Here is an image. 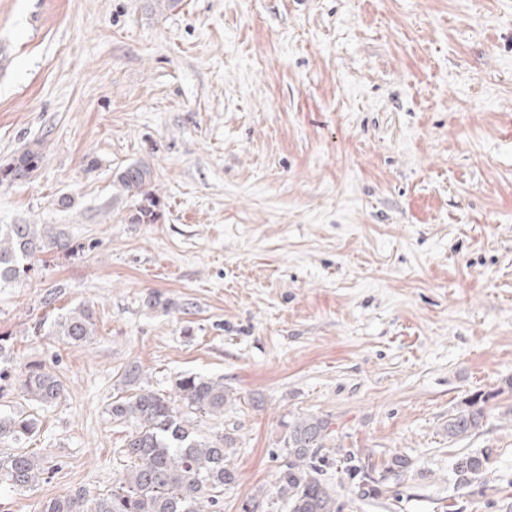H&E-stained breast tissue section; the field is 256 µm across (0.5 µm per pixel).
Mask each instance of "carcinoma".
<instances>
[{
    "instance_id": "cac0c4a2",
    "label": "carcinoma",
    "mask_w": 512,
    "mask_h": 512,
    "mask_svg": "<svg viewBox=\"0 0 512 512\" xmlns=\"http://www.w3.org/2000/svg\"><path fill=\"white\" fill-rule=\"evenodd\" d=\"M42 161L39 148L25 149L0 164V185L29 179ZM115 178L128 194L144 201L132 223H156L159 212L151 193V167L131 164L118 170ZM69 248L65 238L44 235L36 224H0V285L27 276L34 255L46 249ZM55 327L69 343H84L94 332L92 309L85 305L74 308L60 317ZM139 377L135 366L122 373L109 408L112 422L133 426L122 453L133 460L134 468L120 477L106 496L79 488L45 501L40 512H202L203 500L211 508L218 506L224 487L236 479L231 461L235 439L228 433L202 439L190 430L187 416L224 413V381L183 376L176 380L175 395L170 397L137 385ZM15 381L23 395L40 404H52L63 393L57 376L40 364L21 367ZM491 398V394L480 393L466 400L464 407L448 418V437H467L479 430L485 419V404ZM329 426L326 419L313 415L288 425L283 445L288 463L277 476L279 495L288 505V512H337L336 498L322 479L324 467L329 464V458L322 454L331 436ZM36 431L37 421L29 415H0V441L29 437ZM490 456L485 450L457 456L452 464L456 484L465 486L484 477ZM410 467L408 456L394 454L376 478L356 455H346L344 462V472L353 480L359 479L365 495L380 493L384 481L401 477ZM44 472L41 462L26 452L0 453V481L14 489L35 485Z\"/></svg>"
}]
</instances>
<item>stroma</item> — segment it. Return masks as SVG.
<instances>
[{
  "label": "stroma",
  "instance_id": "stroma-1",
  "mask_svg": "<svg viewBox=\"0 0 512 512\" xmlns=\"http://www.w3.org/2000/svg\"><path fill=\"white\" fill-rule=\"evenodd\" d=\"M34 144L0 224L71 250L0 288V369L43 364L64 393L0 392L38 419L25 448L48 469L0 484V512L111 493L131 461L108 406L133 363L164 394L223 379V415L192 421L236 439L221 512H287L282 440L307 415L374 467L413 461L378 497L328 468L339 512L512 507V0H0V163ZM137 162L155 224L114 177ZM83 303L93 336L53 335ZM479 393L482 428L449 439ZM485 448L486 480L455 486ZM491 453L481 450L457 456L452 464L456 484L465 486L484 477L489 468Z\"/></svg>",
  "mask_w": 512,
  "mask_h": 512
}]
</instances>
